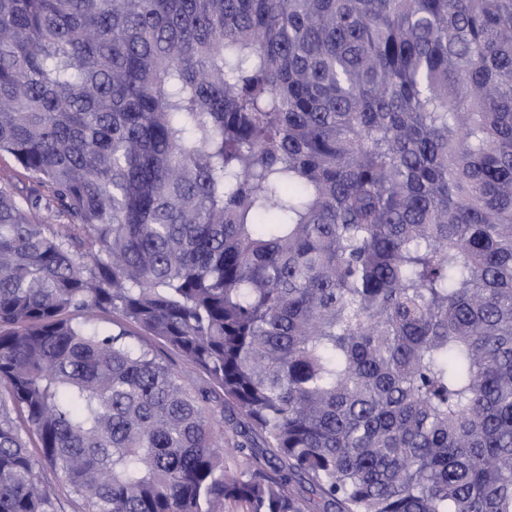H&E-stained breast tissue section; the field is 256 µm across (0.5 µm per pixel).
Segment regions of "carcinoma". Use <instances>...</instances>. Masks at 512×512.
I'll use <instances>...</instances> for the list:
<instances>
[{
	"instance_id": "carcinoma-1",
	"label": "carcinoma",
	"mask_w": 512,
	"mask_h": 512,
	"mask_svg": "<svg viewBox=\"0 0 512 512\" xmlns=\"http://www.w3.org/2000/svg\"><path fill=\"white\" fill-rule=\"evenodd\" d=\"M2 152L0 512H512V0H0ZM10 183L17 188H23L29 185L26 172L6 153L0 154V183Z\"/></svg>"
}]
</instances>
